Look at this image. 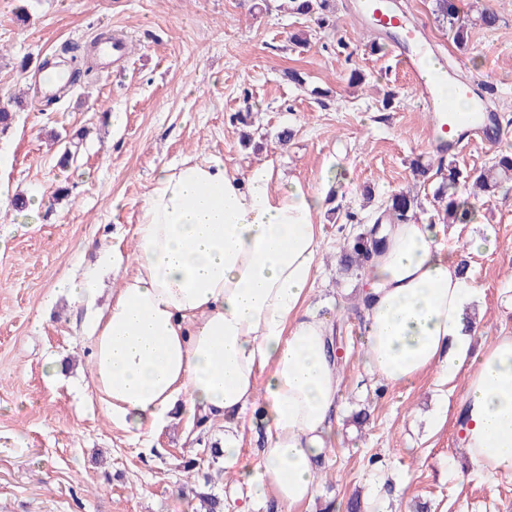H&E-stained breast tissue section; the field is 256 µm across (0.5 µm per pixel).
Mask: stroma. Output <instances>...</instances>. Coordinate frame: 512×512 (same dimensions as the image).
I'll use <instances>...</instances> for the list:
<instances>
[{
  "mask_svg": "<svg viewBox=\"0 0 512 512\" xmlns=\"http://www.w3.org/2000/svg\"><path fill=\"white\" fill-rule=\"evenodd\" d=\"M284 0H0V196L37 195L38 224L0 240V512H198L201 484L185 462L203 461L224 512L246 488L212 462L224 425L172 412L151 436L133 440L109 422L91 391L83 340L85 309L56 295L62 278H81L99 251L116 259L101 270L108 299L132 259L140 209L161 168L212 155L237 173L265 165L278 183L318 187L328 162L336 184L319 215L320 275L312 308L334 322L342 349L340 441L326 454L313 499L295 512H321L324 501L363 496L371 512L425 503L431 512H512V478H489L472 465L456 424L464 375L430 371L403 384L370 375L357 317L344 309L361 277L342 273L339 244L351 211L373 223L380 204L412 181L414 161L437 164L432 121L414 78L356 11L358 0H332L336 26L289 13ZM398 12L438 41L465 81L485 90L499 122L455 161L474 174L512 145V0H454L461 17L496 12L499 23L473 24L461 53L436 22L431 0H394ZM305 32L306 48L288 42ZM128 46L102 59L99 34ZM379 51H371L370 42ZM87 57L88 75L47 104L36 65L62 46ZM359 70L361 86L349 75ZM296 71L305 85L289 81ZM398 106L381 108L385 91ZM294 132L287 144L278 134ZM74 158L59 159L63 148ZM443 244L479 238L469 281L481 288V336L512 332V191L485 203L474 224L442 228ZM369 418L352 424L360 409Z\"/></svg>",
  "mask_w": 512,
  "mask_h": 512,
  "instance_id": "1",
  "label": "stroma"
}]
</instances>
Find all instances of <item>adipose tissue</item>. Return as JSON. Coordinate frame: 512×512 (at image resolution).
I'll return each instance as SVG.
<instances>
[{
	"label": "adipose tissue",
	"mask_w": 512,
	"mask_h": 512,
	"mask_svg": "<svg viewBox=\"0 0 512 512\" xmlns=\"http://www.w3.org/2000/svg\"><path fill=\"white\" fill-rule=\"evenodd\" d=\"M323 195L264 166L230 173L196 156L162 168L134 232L133 260L96 308L97 274L57 284L91 309L87 370L112 423L133 439L173 409L224 424V459L253 489L237 512L273 496L276 512L312 499L334 439L340 367L330 326L310 307L319 272ZM360 290L365 356L379 380L467 370L460 397L470 461L512 477V333L472 352L464 313L478 290L441 247L438 227L387 225ZM265 430L255 466L238 465L248 408Z\"/></svg>",
	"instance_id": "obj_1"
}]
</instances>
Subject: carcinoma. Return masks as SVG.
I'll return each instance as SVG.
<instances>
[{
  "mask_svg": "<svg viewBox=\"0 0 512 512\" xmlns=\"http://www.w3.org/2000/svg\"><path fill=\"white\" fill-rule=\"evenodd\" d=\"M292 13L315 17L317 24L328 29L333 27L330 0H288ZM438 20L447 24L454 31V40L462 50L468 49L469 23L459 18L453 0H432ZM430 168L416 162L412 167V185L391 194L380 206L381 214L374 224H364L354 213L346 214L350 223L358 226V231L339 245L341 269L348 273L364 268L369 253L368 244L379 243L375 235L383 218L392 223L417 218V212L423 209L421 198L416 192L417 182L427 177ZM435 175L440 181L435 190L434 214L430 217L432 224H467L484 205V199L491 198L512 181V152L496 154L489 164L476 175L463 174L455 161L439 160ZM211 476H203L205 490L195 492L204 512H224V500L206 491L210 486Z\"/></svg>",
  "mask_w": 512,
  "mask_h": 512,
  "instance_id": "carcinoma-1",
  "label": "carcinoma"
}]
</instances>
